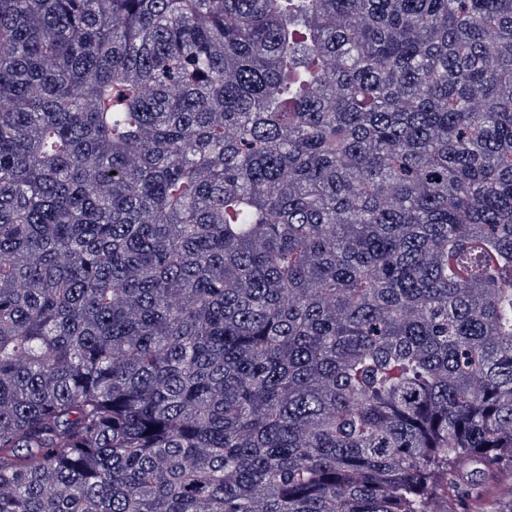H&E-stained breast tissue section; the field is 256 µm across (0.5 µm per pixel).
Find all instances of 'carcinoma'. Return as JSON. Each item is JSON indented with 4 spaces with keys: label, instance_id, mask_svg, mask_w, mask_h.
I'll return each instance as SVG.
<instances>
[{
    "label": "carcinoma",
    "instance_id": "1",
    "mask_svg": "<svg viewBox=\"0 0 512 512\" xmlns=\"http://www.w3.org/2000/svg\"><path fill=\"white\" fill-rule=\"evenodd\" d=\"M512 0H0V512H512Z\"/></svg>",
    "mask_w": 512,
    "mask_h": 512
}]
</instances>
